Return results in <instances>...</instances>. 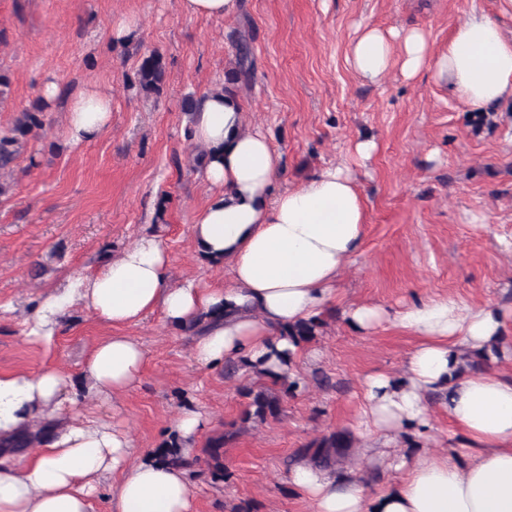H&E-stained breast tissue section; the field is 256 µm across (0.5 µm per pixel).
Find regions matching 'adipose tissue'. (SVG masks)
Returning <instances> with one entry per match:
<instances>
[{
    "instance_id": "adipose-tissue-1",
    "label": "adipose tissue",
    "mask_w": 512,
    "mask_h": 512,
    "mask_svg": "<svg viewBox=\"0 0 512 512\" xmlns=\"http://www.w3.org/2000/svg\"><path fill=\"white\" fill-rule=\"evenodd\" d=\"M351 63L369 83L395 66L409 80L430 72L449 100L475 110L512 100V36L485 13H472L436 52L418 28L365 29L352 45ZM67 124L73 142L99 137L112 125L111 91L88 84ZM186 134L203 151L202 175L212 190L194 240L202 255L229 263L232 282L172 283L164 242L147 234L96 272L66 277L41 295L25 318L26 341L51 345L75 306L116 333L95 345L80 379L55 367L0 374V512H94L104 484L111 512H194L183 469L132 463L123 427L66 415L86 394L107 400L139 382L145 351L118 327L159 309L169 324L193 326L198 365L241 360L274 368L277 353L300 356L287 330L327 313L343 270L361 251L366 213L351 165L371 158L374 141L355 142L350 164L325 167L308 183L282 190L281 156L261 131L247 129L234 90L197 96ZM343 316L363 333L390 322L417 339L400 375L375 371L363 382L361 456L370 469L398 477L374 494L350 473L296 466L292 481L314 512H512V377L468 372L463 359L489 352L512 328V311L445 295L393 314L353 304ZM436 394L463 450L390 457L398 436L429 430L428 399ZM38 419L40 442L21 447ZM18 457L23 467H15Z\"/></svg>"
}]
</instances>
